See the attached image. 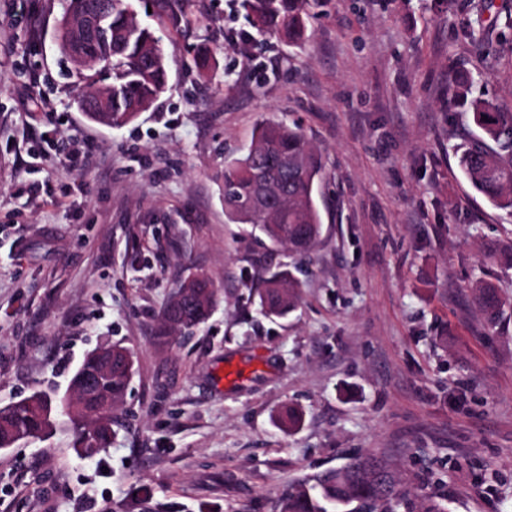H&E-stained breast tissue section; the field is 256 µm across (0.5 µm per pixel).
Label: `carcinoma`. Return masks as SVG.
<instances>
[{
	"instance_id": "carcinoma-1",
	"label": "carcinoma",
	"mask_w": 512,
	"mask_h": 512,
	"mask_svg": "<svg viewBox=\"0 0 512 512\" xmlns=\"http://www.w3.org/2000/svg\"><path fill=\"white\" fill-rule=\"evenodd\" d=\"M309 0H243L252 27L261 36L282 37L292 44L305 36ZM102 0H71L60 21L61 52L73 65L82 84L79 103L96 104L98 122L120 127L133 121L135 113L150 107L167 84L166 56L160 38L140 24L129 0H112V42L80 38L81 18L101 10ZM481 135L469 140L458 153V167L470 185L498 209L512 213V109L484 100L471 102ZM288 159L280 170L269 159ZM319 154L303 129L274 118L259 122L250 145L224 164V210L237 224L258 227L274 245L296 254H306L318 242L322 220L315 187L322 179ZM484 259L512 266V241L484 248ZM298 283L285 270L265 279L258 292L259 306L268 316L283 318L298 301ZM477 304L490 326L497 325L506 304L499 287L489 281L476 285ZM214 304V289L204 277L186 282L170 299L162 315L159 335L190 328L207 318ZM85 378L84 409L93 413L120 404L129 387L126 356H113L107 369L94 357H85L72 378ZM34 405L19 403L0 410V441L19 433L40 438L48 433L45 412L59 400L34 391ZM112 428L83 425L76 447L92 454L110 445ZM366 467L385 472L379 485L361 470L342 468L325 471L312 484H300L284 494L278 512H336L341 504L359 502L370 512H379L396 493V475L385 463L363 458Z\"/></svg>"
}]
</instances>
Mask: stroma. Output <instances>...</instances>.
I'll use <instances>...</instances> for the list:
<instances>
[{
  "label": "stroma",
  "mask_w": 512,
  "mask_h": 512,
  "mask_svg": "<svg viewBox=\"0 0 512 512\" xmlns=\"http://www.w3.org/2000/svg\"><path fill=\"white\" fill-rule=\"evenodd\" d=\"M131 2L168 81L110 127L58 47L69 0H27L24 26L0 0V405L63 395L96 348L135 360L109 448L78 456L64 418L0 450V512H275L365 454L399 474L393 512H512V315L491 328L473 303L482 280L512 297V270L482 259L512 217L456 172L474 124L449 82L512 108V0H311L300 46L252 39L241 0H189L180 23L176 0ZM272 116L325 165L302 258L224 213V162ZM285 265L300 302L264 317L255 290ZM198 275L213 312L158 341Z\"/></svg>",
  "instance_id": "35a3bbf8"
}]
</instances>
